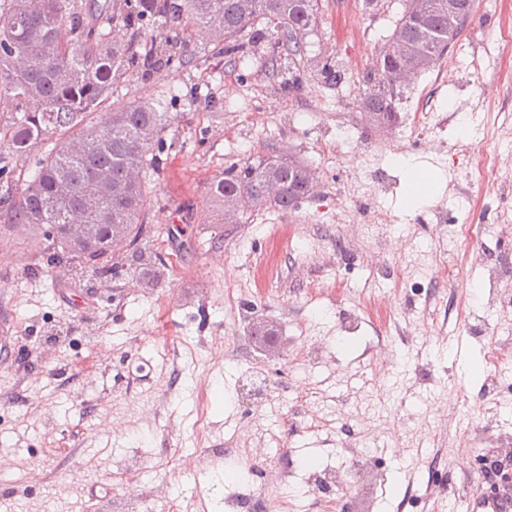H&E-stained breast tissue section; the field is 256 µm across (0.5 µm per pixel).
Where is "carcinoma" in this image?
<instances>
[{"label": "carcinoma", "mask_w": 512, "mask_h": 512, "mask_svg": "<svg viewBox=\"0 0 512 512\" xmlns=\"http://www.w3.org/2000/svg\"><path fill=\"white\" fill-rule=\"evenodd\" d=\"M460 2L462 14L453 22L445 0H428L423 16L405 8L395 19L385 40L408 42L414 54L393 58L384 47L377 49L376 70L365 77L361 102L371 121L397 111L403 90L385 82L388 71L424 73L460 37L476 0ZM103 18L130 29V40L109 42L100 28ZM159 18L183 19L205 36L221 34L230 61L250 43H272L267 66L291 93L309 64L306 38L321 24L322 0H112L93 10L77 0H0V94L12 95L18 106L8 131L9 149L25 159L34 145L61 136L59 145L35 161L20 196L0 185L5 223L47 227V265L65 262L101 277L110 271L114 254L125 250L133 272H148L150 240L143 239L140 217L150 199L144 179L130 184L128 171L134 160L142 172L156 165L153 147L162 143L172 115L161 100L118 102L101 115L98 110L123 76L147 74L174 60L160 49L163 31L154 27ZM317 75L326 87H337L345 78L343 70L327 62ZM102 172L109 176L106 183L99 179ZM272 179L281 190L271 198L267 184ZM307 180L304 163L291 156L259 157L245 166L225 167L210 193L223 217L240 196L256 207L286 212L308 195ZM91 197L99 205L89 215L88 236L73 243L65 234L62 209Z\"/></svg>", "instance_id": "1"}]
</instances>
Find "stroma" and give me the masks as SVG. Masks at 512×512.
I'll list each match as a JSON object with an SVG mask.
<instances>
[{"label":"stroma","mask_w":512,"mask_h":512,"mask_svg":"<svg viewBox=\"0 0 512 512\" xmlns=\"http://www.w3.org/2000/svg\"><path fill=\"white\" fill-rule=\"evenodd\" d=\"M348 2L323 0L308 47L314 64L343 67L341 87L323 86L312 68L283 93L264 64L269 46L231 63L223 40L172 21L163 28L177 62L113 86V100L163 99L173 115L145 177L147 276L122 257L101 279L43 264L42 232L0 225V320L10 324L0 336V454L16 462L0 477V512H100L90 491L111 490L113 472L135 460L149 468L143 496L179 499L182 512H226V499L273 490L281 472L288 512H314L321 498L335 499L336 512H464L465 492L483 478L482 448L512 438V365L498 385L486 381L490 347L512 344V305L502 302L512 280L488 277L512 251L498 227L512 210V138L498 122L512 112V54H483L512 29V0H479L385 130L366 123L353 84L374 69L403 2L375 11ZM421 105L441 121L414 136ZM15 112L0 97V174L19 190L45 147L23 161L11 154ZM341 126L352 148L336 147ZM285 149L316 170L317 189L291 211L216 223L209 186L225 167ZM495 151L511 175L477 198L473 163ZM412 166L434 178V200L412 202ZM375 208L393 223L362 234ZM466 222L486 225L488 237L448 249ZM286 242L296 252H282ZM435 249L453 281L400 275L416 251ZM77 296L95 309H79ZM260 321L275 330L267 352L251 334ZM297 353L305 389L290 364ZM253 374L266 377L274 403L249 400ZM316 413L331 416L332 434L308 431ZM238 439L259 473L222 463L178 473L182 456Z\"/></svg>","instance_id":"35a3bbf8"}]
</instances>
